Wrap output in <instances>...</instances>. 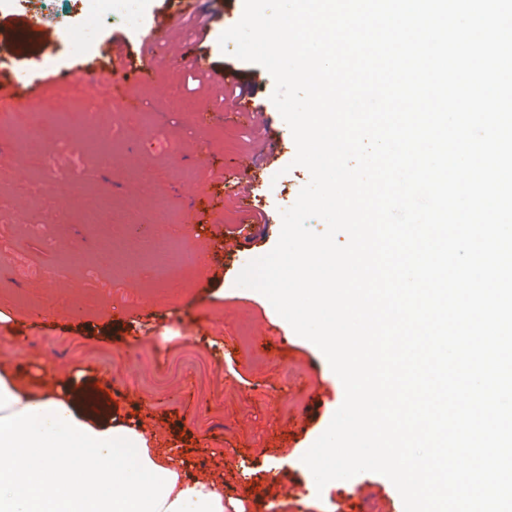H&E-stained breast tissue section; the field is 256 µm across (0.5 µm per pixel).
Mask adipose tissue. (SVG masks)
Instances as JSON below:
<instances>
[{
    "label": "adipose tissue",
    "instance_id": "adipose-tissue-1",
    "mask_svg": "<svg viewBox=\"0 0 512 512\" xmlns=\"http://www.w3.org/2000/svg\"><path fill=\"white\" fill-rule=\"evenodd\" d=\"M143 425L89 367L46 382L0 362V512H246L223 474Z\"/></svg>",
    "mask_w": 512,
    "mask_h": 512
}]
</instances>
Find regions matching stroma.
<instances>
[{
    "mask_svg": "<svg viewBox=\"0 0 512 512\" xmlns=\"http://www.w3.org/2000/svg\"><path fill=\"white\" fill-rule=\"evenodd\" d=\"M40 19L45 60L12 52L0 67L18 88L71 102L52 115L55 137L29 145L0 128V294L10 299L0 324V361L47 366L63 375L93 366L121 408L146 405L159 431L174 432L192 464L231 474L230 493H261L258 512H404L383 475L363 472L317 487L302 457L344 400L341 380L320 349L298 336L260 292L237 286L251 261L267 255L281 212L309 182L295 164V143L275 150L290 129L273 103L263 67L219 44L228 28L215 19L206 35L185 20L181 40L216 70L240 71L262 124L196 126V112L219 107L197 71L167 69L172 45L154 47L159 72L115 98L112 123L76 134L75 108L92 101L59 78L73 69L104 75L113 39L138 59L144 35L169 14V0H140L139 20L102 16L86 32L78 0H0V42L23 9ZM67 31H59L58 20ZM260 172L252 224L224 194L225 164ZM201 235L183 234L193 220ZM183 236L205 262L169 270L166 237ZM279 340L280 354L254 362L240 351L242 330Z\"/></svg>",
    "mask_w": 512,
    "mask_h": 512,
    "instance_id": "35a3bbf8",
    "label": "stroma"
}]
</instances>
